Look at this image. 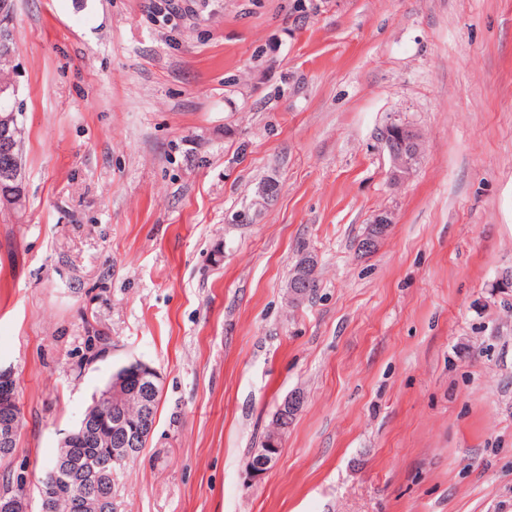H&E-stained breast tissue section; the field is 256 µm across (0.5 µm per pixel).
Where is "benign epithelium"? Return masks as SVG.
Masks as SVG:
<instances>
[{"instance_id": "1", "label": "benign epithelium", "mask_w": 512, "mask_h": 512, "mask_svg": "<svg viewBox=\"0 0 512 512\" xmlns=\"http://www.w3.org/2000/svg\"><path fill=\"white\" fill-rule=\"evenodd\" d=\"M15 114L12 112L0 113V153L13 149ZM381 140L386 146L390 160V179L395 183L404 182L412 173L420 160L423 141L420 133L410 125L391 118L381 131ZM19 170L12 166L0 165V202L15 204L20 201V191L13 188L17 183ZM393 217L389 211L377 213L365 231L361 247L367 251L375 250L392 228ZM317 260L310 253L298 255L295 265V274L288 281V301L293 306H300L310 297V283L314 278ZM156 370L144 362H133L128 371L123 374L120 382L124 387L116 390H125L124 397L133 399L142 407L141 432L133 435L128 432L124 415L114 414L112 417V444L116 450L112 451V459L105 460L90 457L81 461L70 460L62 466L69 475L77 479L80 492L87 498L99 494V490L106 480L112 477V463L122 456L129 460L136 452L138 440L151 434L154 429L149 416V399L151 396V376ZM0 453L8 458L15 457L14 443L19 435V414L16 397V383L8 369H0ZM303 403V396L294 393L287 396L279 407V414L273 416L267 430L270 440L261 442V447L252 451L254 469L250 475L259 476L269 470L276 463L279 456V430L288 422L289 415ZM40 498H59L67 496L72 491V482L59 485L39 487ZM0 512H33V500L25 492L16 487L0 490Z\"/></svg>"}]
</instances>
